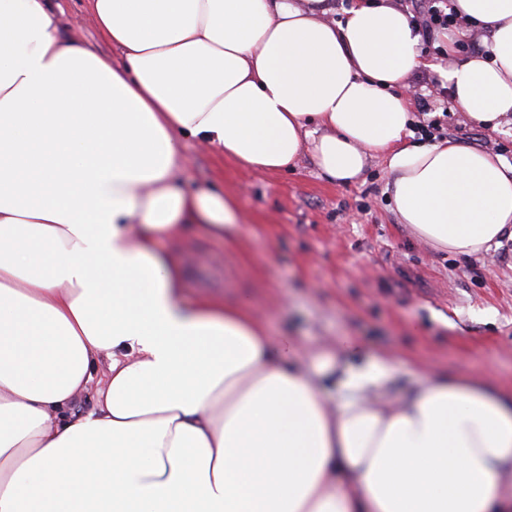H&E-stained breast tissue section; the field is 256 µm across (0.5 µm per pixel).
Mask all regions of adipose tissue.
I'll return each instance as SVG.
<instances>
[{"label": "adipose tissue", "mask_w": 512, "mask_h": 512, "mask_svg": "<svg viewBox=\"0 0 512 512\" xmlns=\"http://www.w3.org/2000/svg\"><path fill=\"white\" fill-rule=\"evenodd\" d=\"M120 60L52 0H0V512H512V396L425 376L399 403L377 360L302 356L247 301L184 303L156 248L231 196L180 188L184 144L329 181L382 157L399 223L467 258L512 241V163L410 143L398 95L427 68L390 0H87ZM488 55L454 106L512 121V0H454ZM108 359L87 414L67 412ZM53 8L66 32L98 54L118 59V49L112 47L97 30L88 14L85 0H54Z\"/></svg>", "instance_id": "obj_1"}]
</instances>
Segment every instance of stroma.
<instances>
[{"label":"stroma","instance_id":"obj_1","mask_svg":"<svg viewBox=\"0 0 512 512\" xmlns=\"http://www.w3.org/2000/svg\"><path fill=\"white\" fill-rule=\"evenodd\" d=\"M66 32L98 54L118 57L97 30L86 0H53ZM439 71L410 80L418 97L448 107V137L495 152L512 124L492 130L449 108ZM186 191L235 196L244 226L234 240L192 226L158 248L183 267L187 302L247 298L270 335H287L310 351L355 344L360 357L388 359L391 390L405 393L422 373L466 375L512 389V241L479 260L436 252L397 224L385 192L390 176L372 160L361 180L330 183L305 156L289 171L265 175L215 150L186 143Z\"/></svg>","mask_w":512,"mask_h":512}]
</instances>
